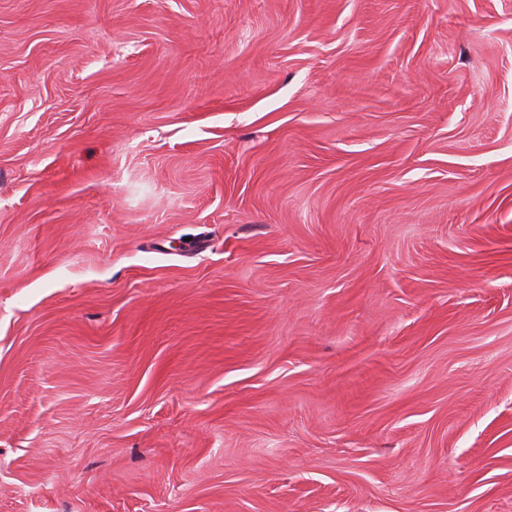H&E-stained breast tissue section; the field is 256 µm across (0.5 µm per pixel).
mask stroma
Segmentation results:
<instances>
[{"instance_id": "stroma-1", "label": "stroma", "mask_w": 512, "mask_h": 512, "mask_svg": "<svg viewBox=\"0 0 512 512\" xmlns=\"http://www.w3.org/2000/svg\"><path fill=\"white\" fill-rule=\"evenodd\" d=\"M0 512H512V0H0Z\"/></svg>"}]
</instances>
